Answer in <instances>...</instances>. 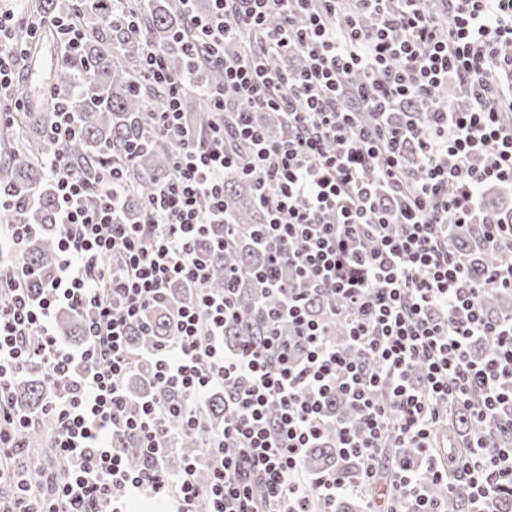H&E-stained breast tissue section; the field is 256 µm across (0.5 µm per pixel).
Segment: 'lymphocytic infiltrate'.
<instances>
[{"instance_id": "obj_1", "label": "lymphocytic infiltrate", "mask_w": 512, "mask_h": 512, "mask_svg": "<svg viewBox=\"0 0 512 512\" xmlns=\"http://www.w3.org/2000/svg\"><path fill=\"white\" fill-rule=\"evenodd\" d=\"M210 2L207 14L187 13L177 32L191 62L224 73L206 94L215 116L206 134L185 119L186 79L154 46L142 56L139 83L157 94L150 129L171 143L173 172L144 200L139 221L120 218L129 163L113 165L92 188L70 170L60 146L77 134L71 97L50 93L55 149L42 165L58 193L54 274L40 278L25 259L36 225H0V480L12 484L0 512H129L145 490L175 498L181 512H196L202 497L208 512H336L354 492L370 495L378 512H446L429 487L450 492L460 481L471 489L472 512H500L512 491V315L489 318L482 301L492 290L512 291V266L472 278L447 226L482 224L490 249L512 246V223L477 208L485 186H512V0H440L435 12L425 0ZM274 11L281 23L270 29ZM248 31L264 34L257 54L297 52L304 68L289 73L226 57L225 43ZM449 82L465 91L466 110L436 99ZM407 98L430 103L427 128L391 122ZM358 107L371 110V123L356 121ZM259 111L283 115L281 139L254 124ZM228 135L244 154L225 151ZM410 141L421 161L415 178L401 162ZM370 167L372 182L364 178ZM234 175L256 186L265 214L250 230L265 256L259 276L283 297L263 309V336L239 348L226 344L224 325L242 273L225 270L223 293L206 292L210 269L197 250L213 225L236 229L224 197ZM175 281L194 297L177 309L174 334L134 352L131 327ZM312 291L335 298L328 316L310 317ZM63 309L84 321L81 347L56 331ZM336 318L359 358L329 342ZM283 319L286 336L277 328ZM479 338L494 345L482 360L470 355ZM140 368L181 401L131 400L125 381ZM33 369L65 384L35 419L11 399ZM219 390L232 411L222 430L211 431L205 408ZM476 392L483 400L471 416L485 435L467 454H434L449 406ZM339 394L355 420L337 421L336 446L358 457L361 469L303 480L307 450ZM36 420L49 422L65 466L49 483L21 461L20 433ZM174 422L201 436L206 484L195 479L197 461L176 479L165 469ZM387 448L415 449L419 466L401 464L381 482ZM133 455L139 468L128 465Z\"/></svg>"}]
</instances>
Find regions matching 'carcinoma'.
Instances as JSON below:
<instances>
[{"mask_svg": "<svg viewBox=\"0 0 512 512\" xmlns=\"http://www.w3.org/2000/svg\"><path fill=\"white\" fill-rule=\"evenodd\" d=\"M124 10L136 15L151 41L163 48L170 68L188 77L191 95L201 97L208 88L223 80V72L218 68L205 64L187 66L182 43L173 38L185 18L174 0H148L146 3L130 0ZM114 41L122 50L117 56L110 50ZM140 57V39L127 28L121 17L107 24L105 33L93 32L77 54L66 64L55 67L50 74L53 87L72 93L78 133L72 141L62 145V150L73 172L94 186L113 162L126 157L129 152L133 154L132 186L122 211V217L127 221L137 218L152 185L172 174L170 145L155 136L148 123L147 109L154 93L135 86L133 63ZM399 111L402 120L417 127L430 123V105L425 102L404 100ZM49 120L47 112L25 113L21 125L27 143L23 145L17 144L9 131H0V187L10 193L12 200L10 208L3 211L0 218L7 223L23 221L40 225V230L27 239L24 253L26 261L44 273L55 269L58 257L55 185L44 177L40 164L41 155L51 148L44 138ZM212 120L204 106L188 110L189 125L200 134L207 132ZM263 127L273 138L285 133L281 118L273 112L264 113ZM225 195L231 204L234 221L242 230L234 236L228 250L216 253L213 238L224 236V225L217 224L213 235L200 242L199 251L211 266L210 278L204 284L209 291H224V269L236 267L245 272L236 295L238 317L224 327L226 342L237 346L262 333L257 308L262 303L270 306L273 300L264 297L251 278L264 262L263 255L243 230L249 224L263 221L254 186L247 179L230 177L225 182ZM484 234L482 224L448 225L449 243L464 256L476 279L483 278L493 265H512V248L505 246L490 250L485 245ZM483 305L488 316H505L512 312V295L492 291L484 297ZM145 321V329L131 332L130 342L135 347L151 349L170 337V306L149 309ZM57 323L60 335L74 342L80 340L82 323L76 315L62 310L58 313ZM50 392L43 375L34 370L16 382L13 401L18 410L30 412L41 406ZM228 412L224 392L212 395L206 413L208 428L219 430L224 427V416ZM449 414L453 428L466 440L480 432L472 420L469 406L456 405ZM338 462L355 468V458L339 455L330 433L318 442L317 447L309 449L304 469L311 473ZM445 507L447 512H467L466 489L458 486L448 497Z\"/></svg>", "mask_w": 512, "mask_h": 512, "instance_id": "obj_1", "label": "carcinoma"}]
</instances>
